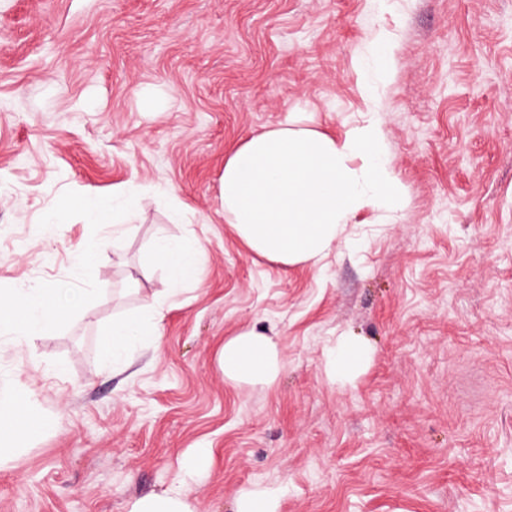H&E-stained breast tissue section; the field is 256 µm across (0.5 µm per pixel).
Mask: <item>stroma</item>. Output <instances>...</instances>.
<instances>
[{
    "instance_id": "obj_1",
    "label": "stroma",
    "mask_w": 512,
    "mask_h": 512,
    "mask_svg": "<svg viewBox=\"0 0 512 512\" xmlns=\"http://www.w3.org/2000/svg\"><path fill=\"white\" fill-rule=\"evenodd\" d=\"M381 37L397 65L368 100L354 64ZM372 109L405 207L357 215L365 247L321 269L249 253L225 154ZM89 191L113 223L72 207ZM161 237L199 252L194 282L172 285ZM35 284L61 319L0 334L23 408L0 512H129L172 488L234 512L256 485L278 512H512V0H0V293ZM148 302L149 345L105 362L113 319ZM246 326L278 344L273 384L224 380ZM341 336L371 349L347 386Z\"/></svg>"
}]
</instances>
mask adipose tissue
Instances as JSON below:
<instances>
[{"instance_id":"adipose-tissue-1","label":"adipose tissue","mask_w":512,"mask_h":512,"mask_svg":"<svg viewBox=\"0 0 512 512\" xmlns=\"http://www.w3.org/2000/svg\"><path fill=\"white\" fill-rule=\"evenodd\" d=\"M224 221L252 253L283 267L318 264L336 247L343 228L366 210L395 211L403 203L383 124L377 112L344 137L335 138L292 120L251 134L224 158L219 182ZM174 284L193 281L197 251L167 239L155 246ZM31 286L23 300L0 298V331L31 336L53 326L59 312ZM146 315L114 321L102 349L118 361L132 342L148 334ZM370 351L351 336L339 337L329 353L337 383L353 380ZM218 364L238 386L272 384L281 358L272 336L253 326L225 339Z\"/></svg>"}]
</instances>
